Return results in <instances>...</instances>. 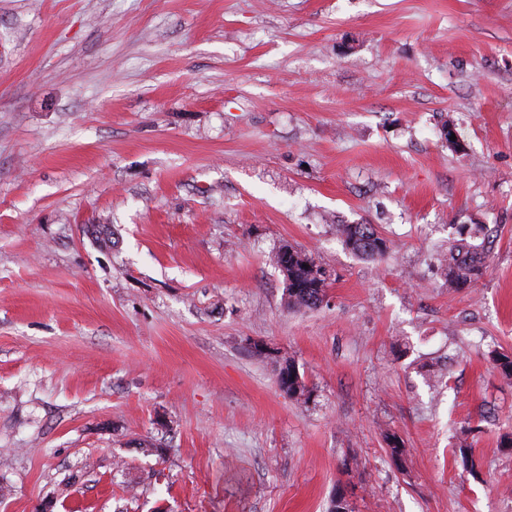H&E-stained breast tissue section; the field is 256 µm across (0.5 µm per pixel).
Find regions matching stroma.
Segmentation results:
<instances>
[{
    "label": "stroma",
    "mask_w": 512,
    "mask_h": 512,
    "mask_svg": "<svg viewBox=\"0 0 512 512\" xmlns=\"http://www.w3.org/2000/svg\"><path fill=\"white\" fill-rule=\"evenodd\" d=\"M500 353L512 0H0V512H512ZM346 244L354 251L382 256L387 251V244L371 224H345L341 228ZM460 250L464 251V254H452V265L448 266V277L451 283L457 287L470 284L482 274L483 267L485 266L484 257L465 245L453 247L450 253L460 252ZM291 249L295 256L289 255ZM276 264L283 272L285 280H288L286 292L289 303L311 308L323 302L326 287L324 273L305 254L288 248V260L281 251L276 256ZM286 373H288V385L285 378ZM278 383L281 390L288 394L289 397H298L305 394V385L301 381L294 363L291 361H286L285 365L280 368Z\"/></svg>",
    "instance_id": "stroma-1"
}]
</instances>
